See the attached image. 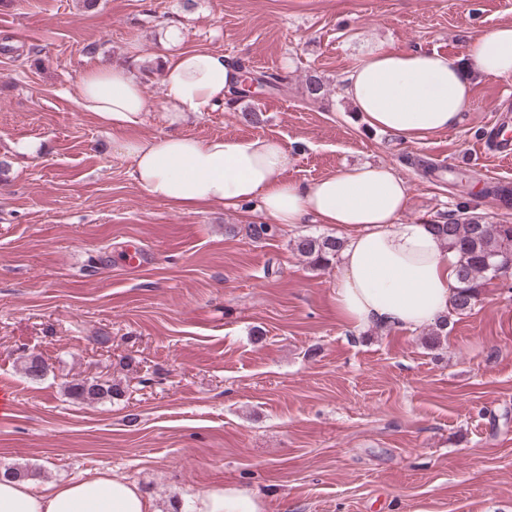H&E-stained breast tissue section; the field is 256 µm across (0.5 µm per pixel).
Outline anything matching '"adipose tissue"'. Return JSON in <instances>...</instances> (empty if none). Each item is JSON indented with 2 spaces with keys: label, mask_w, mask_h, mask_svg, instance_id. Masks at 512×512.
Here are the masks:
<instances>
[{
  "label": "adipose tissue",
  "mask_w": 512,
  "mask_h": 512,
  "mask_svg": "<svg viewBox=\"0 0 512 512\" xmlns=\"http://www.w3.org/2000/svg\"><path fill=\"white\" fill-rule=\"evenodd\" d=\"M163 118L171 131L128 138L119 152L153 198L237 209L256 203L274 223L330 224L344 234L334 300L354 330L416 331L447 314L457 284L458 255L424 222L400 223L408 187L393 167L365 163L312 183L286 180L290 163L280 141L231 142L178 133L189 115L224 104L240 73L224 54L192 49L163 58ZM512 77V24L473 37L459 59L420 49L369 53L348 78L345 93L367 127L406 140L454 127L466 107L473 76ZM80 104L102 121L140 125L147 110L136 70L100 63L78 86ZM181 512H264L263 501L235 487L185 499ZM0 512H158L154 500L127 478L86 473L65 484L29 483L0 475Z\"/></svg>",
  "instance_id": "ef3b65f1"
}]
</instances>
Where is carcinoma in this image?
I'll use <instances>...</instances> for the list:
<instances>
[{"label": "carcinoma", "instance_id": "1", "mask_svg": "<svg viewBox=\"0 0 512 512\" xmlns=\"http://www.w3.org/2000/svg\"><path fill=\"white\" fill-rule=\"evenodd\" d=\"M430 226L443 245L459 256L458 286L449 301V313L464 315L475 306L486 282L512 270V224H489L461 202L455 210L437 215ZM246 232L252 239L262 241L274 237L277 228L272 224H249ZM341 246L342 242L332 236H304L295 241L297 253L319 270L336 260ZM21 369L33 380L47 372V366L32 354L21 357ZM65 392L73 400L91 403L118 396L121 389L95 378H76L66 382Z\"/></svg>", "mask_w": 512, "mask_h": 512}]
</instances>
